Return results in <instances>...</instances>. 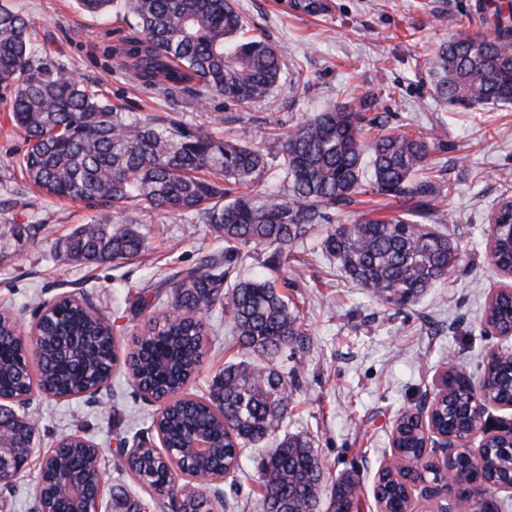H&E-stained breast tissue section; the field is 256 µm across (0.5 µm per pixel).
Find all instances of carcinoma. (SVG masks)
<instances>
[{
    "instance_id": "cac0c4a2",
    "label": "carcinoma",
    "mask_w": 512,
    "mask_h": 512,
    "mask_svg": "<svg viewBox=\"0 0 512 512\" xmlns=\"http://www.w3.org/2000/svg\"><path fill=\"white\" fill-rule=\"evenodd\" d=\"M115 0H76L83 12L102 15ZM121 7L137 20V34L113 49L119 65L143 84L197 100L222 96L254 102L267 98L280 81L278 48L249 33L232 0H123ZM482 24L495 35L476 33L444 44L437 56L435 93L450 104L479 109L512 105V10L498 9ZM0 88L10 90L14 125L27 148L18 161L31 189L45 197L100 200L115 214L76 228L56 251L63 263L105 265L127 263L145 249L146 234L122 214L132 204L156 212L178 211L208 224L224 239V257L207 256L172 282V310L150 317L124 362L138 389L155 399L181 393L198 371L210 327L204 315L224 306L245 359L224 365L203 400L173 401L153 420L163 435L166 453L190 471L233 473L250 447L275 441L261 465L264 512H319L322 463L310 441L300 435L280 436L288 414V372L274 363L288 345L306 336L299 310L273 281L255 277L226 283L225 265L251 247L273 248L272 260L288 259L290 249L314 232L351 281L376 299L404 306L435 282L444 280L459 261V250L435 226L434 201L440 184L426 176L430 141L423 131L365 132L364 113L373 98L327 105L294 130L260 148L244 133L229 141L191 128L173 117L127 112L83 85L70 73L35 65L29 24L0 0ZM283 186L268 188L274 161ZM396 201L391 215H361L352 224H336L331 211L353 202L364 185ZM490 237L498 269L512 261V194L503 192L490 218ZM42 224H0V241L33 244ZM41 350L32 356L15 333V320L0 313V393L26 397L32 368L44 393L69 399L94 395L108 387L117 361L112 323L91 306L64 300L45 306ZM487 322L512 321V299L502 296L485 308ZM497 380L487 395L512 397V350L505 348L490 363ZM397 455L380 474L374 494L389 512L406 498L405 478L415 474L424 436L417 412L400 413ZM436 424L457 433L476 423V402L463 390L450 391L435 410ZM210 440L200 455L191 448L197 437ZM89 439L73 430L54 451V469L41 473L44 490L37 507L47 512H73L74 504L52 492L77 476L85 495L95 494L96 470ZM137 457L117 449L144 487L168 483V468L154 449ZM483 478L497 484L512 478V454L491 446L484 452ZM360 479L342 475L327 512H360ZM458 502L467 512H497L512 506L470 500ZM180 512H211L201 491L168 487L160 507ZM113 512H141L122 486L112 492Z\"/></svg>"
}]
</instances>
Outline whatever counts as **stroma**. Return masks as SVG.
<instances>
[{"label":"stroma","mask_w":512,"mask_h":512,"mask_svg":"<svg viewBox=\"0 0 512 512\" xmlns=\"http://www.w3.org/2000/svg\"><path fill=\"white\" fill-rule=\"evenodd\" d=\"M8 2L28 21L45 67L68 69L131 112L170 114L223 140L247 131L261 147L324 105L368 96L376 98L372 114L386 129L434 133L430 159L446 186L437 223L457 243L460 260L415 303L387 305L347 281L318 233L298 242L284 264L271 262V249L260 246L229 268L233 281L258 274L287 282L286 293L300 311L308 340L283 352L288 366L298 369L284 430L311 440L323 465L321 503H328L342 474L353 472L363 488L361 512H379L373 486L391 461L399 412L423 408L439 373L455 367L479 380L491 353L512 347V338L495 336L484 321L492 295L512 287V276L489 256V217L504 185L512 184V106H452L434 89L441 45L481 29L473 0H317L312 13L299 10L298 0H234L253 32L272 41L285 62L275 92L245 104L218 96L195 101L141 86L112 54L136 25L126 12L90 15L75 0ZM10 116V95L0 89V222L40 224L44 231L35 244L0 248V309L9 308L26 335L39 304L64 295L87 298L109 316L116 351L125 354L150 314L170 307L169 277L204 255L223 253L224 243L192 215L137 205L133 216L148 230L139 258L120 266L58 265L53 253L59 243L108 208L31 196L15 166L26 148L24 134ZM148 286L159 300L144 311L138 297ZM210 321L216 333L188 388L197 397L207 394L225 363L241 358L231 344L230 317L218 309ZM32 407L40 415L41 451L79 424L101 448V512H112V488L120 479L144 512H161L150 490L120 474L118 447L133 448L149 433L156 411L123 369L113 371L108 390L96 399L57 401L37 391ZM258 476L257 454H246L240 490L226 481L206 486L213 512H261ZM37 482L33 464L14 479L12 489L0 488V512H35Z\"/></svg>","instance_id":"obj_1"}]
</instances>
